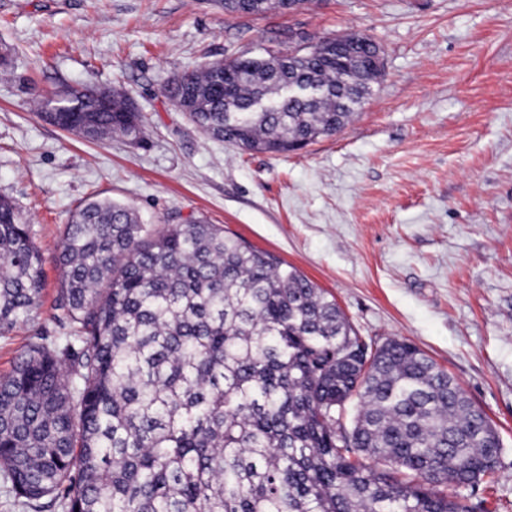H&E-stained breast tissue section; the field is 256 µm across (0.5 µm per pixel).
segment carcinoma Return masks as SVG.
<instances>
[{
	"label": "carcinoma",
	"mask_w": 512,
	"mask_h": 512,
	"mask_svg": "<svg viewBox=\"0 0 512 512\" xmlns=\"http://www.w3.org/2000/svg\"><path fill=\"white\" fill-rule=\"evenodd\" d=\"M276 0L224 10L258 16ZM184 70L166 97L204 135L285 154L334 136L378 82L368 55L270 53ZM316 98L288 97V83ZM264 98L271 112L253 109ZM69 108L50 114L52 104ZM112 93L39 100L50 123L91 140L146 139ZM58 321L0 375V483L14 503L62 512H483L476 488L500 456L485 412L403 338L362 340L336 300L294 267L195 217L162 229L89 198L57 247ZM42 254L0 196V330L41 305Z\"/></svg>",
	"instance_id": "carcinoma-1"
}]
</instances>
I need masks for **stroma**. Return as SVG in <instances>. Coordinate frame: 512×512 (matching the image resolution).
I'll return each mask as SVG.
<instances>
[{
	"label": "stroma",
	"mask_w": 512,
	"mask_h": 512,
	"mask_svg": "<svg viewBox=\"0 0 512 512\" xmlns=\"http://www.w3.org/2000/svg\"><path fill=\"white\" fill-rule=\"evenodd\" d=\"M371 36L384 74L336 136L282 155L205 137L162 88L176 72L259 56L289 33ZM0 195L31 226L45 290L0 331V373L59 336L56 246L96 196L144 223L203 216L334 296L365 341L405 338L483 409L503 443L461 496L512 512V0H308L228 16L224 0H0ZM125 91L147 138L90 142L42 119L70 87Z\"/></svg>",
	"instance_id": "obj_1"
}]
</instances>
